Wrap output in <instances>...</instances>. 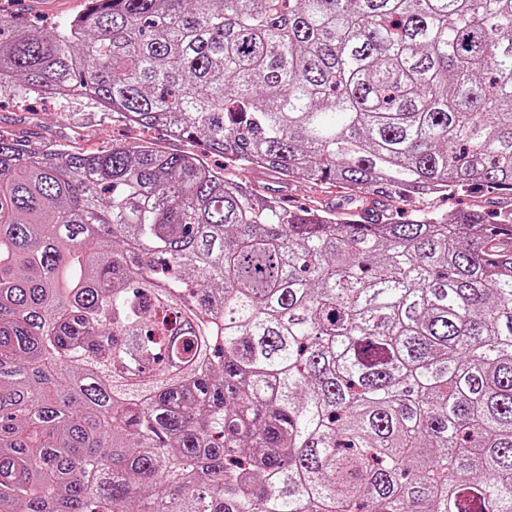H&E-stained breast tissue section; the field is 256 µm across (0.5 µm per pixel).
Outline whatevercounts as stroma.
I'll return each mask as SVG.
<instances>
[{"instance_id":"obj_1","label":"stroma","mask_w":512,"mask_h":512,"mask_svg":"<svg viewBox=\"0 0 512 512\" xmlns=\"http://www.w3.org/2000/svg\"><path fill=\"white\" fill-rule=\"evenodd\" d=\"M86 4L87 0H0V12L12 16L20 26L42 30L82 12ZM0 131L9 132L34 148L57 142L74 149L96 152L115 144L137 145L148 141L160 151L204 157L210 166L224 168L226 175L248 192H268L270 197L289 209L324 206L340 194L339 189L333 186L315 187L283 181L264 170H241L224 165L222 159L209 154L204 140H178L161 130L147 132L122 119L111 118L84 101L61 102L27 98L15 93L2 94ZM392 206L405 217L423 209L450 214L461 206L498 213L512 208V197L490 194L478 188L463 194L441 192L425 199L399 198L393 201Z\"/></svg>"}]
</instances>
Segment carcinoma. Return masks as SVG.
I'll use <instances>...</instances> for the list:
<instances>
[{"mask_svg":"<svg viewBox=\"0 0 512 512\" xmlns=\"http://www.w3.org/2000/svg\"><path fill=\"white\" fill-rule=\"evenodd\" d=\"M0 92L284 181L0 132V512H512V0L0 14ZM225 175L234 179L250 193H257V189L268 192L282 206L288 209H310L326 206L343 191L333 186H310L301 182L282 181L271 173L260 170H241L231 164H225ZM388 203L404 217L414 214L416 210L423 209L443 212L445 214L448 213L449 217L457 207L461 206L490 213H499L512 208V198L510 196L504 194H488L482 188L464 192L463 194H457L456 192H440L426 199L398 198Z\"/></svg>","mask_w":512,"mask_h":512,"instance_id":"carcinoma-1","label":"carcinoma"}]
</instances>
